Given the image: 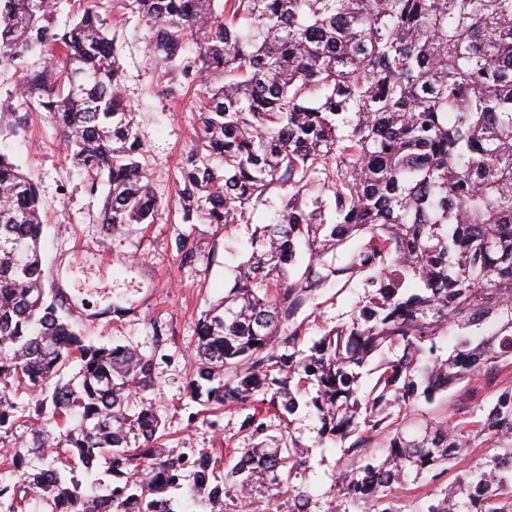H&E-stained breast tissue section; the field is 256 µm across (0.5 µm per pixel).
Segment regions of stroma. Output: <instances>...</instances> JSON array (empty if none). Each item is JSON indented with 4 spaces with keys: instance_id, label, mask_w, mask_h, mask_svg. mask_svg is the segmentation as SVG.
I'll list each match as a JSON object with an SVG mask.
<instances>
[{
    "instance_id": "stroma-1",
    "label": "stroma",
    "mask_w": 512,
    "mask_h": 512,
    "mask_svg": "<svg viewBox=\"0 0 512 512\" xmlns=\"http://www.w3.org/2000/svg\"><path fill=\"white\" fill-rule=\"evenodd\" d=\"M110 6L106 17L124 97L137 114L143 162L161 207L157 221L132 225L118 236L108 233L99 222L104 187H93L91 176L72 165L53 121L37 103H19L11 113L0 114V154L20 166L38 190L49 298L95 345L128 346L150 357L154 386L149 397L161 420L164 446L177 454L213 451L228 475L238 449L253 444L243 425L249 411L236 406L212 415L192 402V348L202 313L223 297L248 256L252 224L273 222L280 199L271 196L249 225L226 230L218 224L183 223L180 163L197 140L191 107L198 97L192 90L178 98L166 94L167 81L150 51V29L127 0H111ZM363 294L357 279L317 290L296 316L298 348L307 349L347 321ZM116 307L122 308L121 316H113ZM262 422L265 435H288L307 446L306 462L292 482L307 491L310 512H362L337 495L345 458L333 441L317 445L320 423L313 408L299 407L287 424L274 415L263 416ZM451 480L447 473L408 482L392 499L395 512H425Z\"/></svg>"
}]
</instances>
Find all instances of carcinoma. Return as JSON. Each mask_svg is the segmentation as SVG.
Here are the masks:
<instances>
[{
	"label": "carcinoma",
	"mask_w": 512,
	"mask_h": 512,
	"mask_svg": "<svg viewBox=\"0 0 512 512\" xmlns=\"http://www.w3.org/2000/svg\"><path fill=\"white\" fill-rule=\"evenodd\" d=\"M59 31L56 0H0V70L39 52L17 95L38 102L77 167L108 185L101 223L121 235L154 222L159 205L139 161L135 112L123 98L101 0ZM153 29L167 92L197 83L200 136L182 166V221L250 224L278 191L275 222L257 224L249 257L224 299L197 323L192 400L261 417L294 414L308 387L320 439L345 443L338 491L392 512L396 487L450 472L474 455L427 512H512V0H132ZM36 186L0 155V385L37 388L28 437L0 441V512H181L188 480L197 502L224 507L227 487L209 451L159 444L147 397L150 359L86 343L46 298ZM354 238L347 257L337 250ZM362 277L349 321L308 351L295 317L312 288ZM457 330L440 354L437 339ZM388 353L370 391L368 359ZM80 362L78 374L64 370ZM466 382L499 388L481 417L418 434L410 408ZM391 434L384 460L372 439ZM69 449L68 460L57 449ZM239 491L288 495L304 446L288 439L240 448Z\"/></svg>",
	"instance_id": "carcinoma-1"
}]
</instances>
